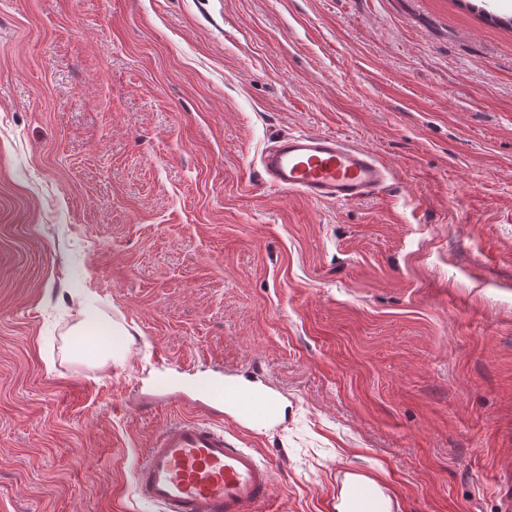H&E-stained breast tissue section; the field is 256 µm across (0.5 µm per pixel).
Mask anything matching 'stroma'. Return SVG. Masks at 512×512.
Segmentation results:
<instances>
[{
    "label": "stroma",
    "mask_w": 512,
    "mask_h": 512,
    "mask_svg": "<svg viewBox=\"0 0 512 512\" xmlns=\"http://www.w3.org/2000/svg\"><path fill=\"white\" fill-rule=\"evenodd\" d=\"M0 0V512H158L173 418L402 512H512V0ZM339 137L394 171L351 203L261 151ZM129 342L80 355L85 297ZM279 399L237 429L201 371ZM368 480H348L345 485L343 512H380L374 508L379 490H383L380 483L373 477L362 474Z\"/></svg>",
    "instance_id": "35a3bbf8"
}]
</instances>
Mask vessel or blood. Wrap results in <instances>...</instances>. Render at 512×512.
I'll return each instance as SVG.
<instances>
[{"label":"vessel or blood","instance_id":"vessel-or-blood-1","mask_svg":"<svg viewBox=\"0 0 512 512\" xmlns=\"http://www.w3.org/2000/svg\"><path fill=\"white\" fill-rule=\"evenodd\" d=\"M264 181L313 201L350 203L387 188L389 167L371 151L326 134L279 138L260 155ZM199 395L235 413L240 427L277 416L278 403L263 389L233 376L201 377ZM272 466L253 448L239 447L223 430L194 421L166 424L135 472L138 495L159 512H257L270 498ZM375 478L348 480L344 512H376Z\"/></svg>","mask_w":512,"mask_h":512}]
</instances>
